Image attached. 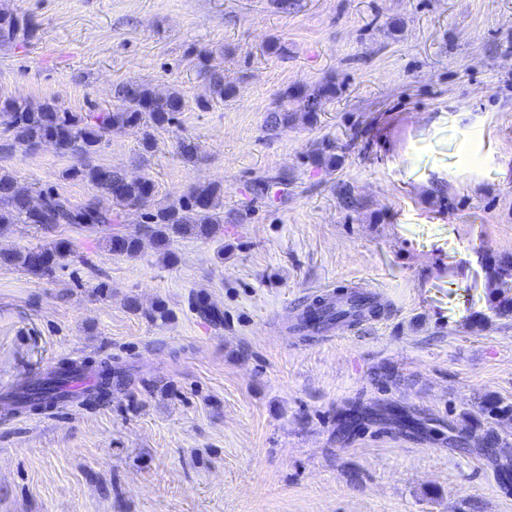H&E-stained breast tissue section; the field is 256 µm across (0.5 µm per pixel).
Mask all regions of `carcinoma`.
Masks as SVG:
<instances>
[{
    "label": "carcinoma",
    "mask_w": 512,
    "mask_h": 512,
    "mask_svg": "<svg viewBox=\"0 0 512 512\" xmlns=\"http://www.w3.org/2000/svg\"><path fill=\"white\" fill-rule=\"evenodd\" d=\"M38 24L29 15L0 11V42L27 41ZM213 98L224 100L234 94V87L224 82V74L207 70ZM336 94L333 80L323 82L317 89L307 92L303 88L283 93L279 104L266 117L264 127L275 132L293 124L299 118L317 119L323 101ZM115 104L110 110L70 112L54 103H32L11 97L0 98V149L33 153L45 144L53 145L62 155L78 159V163L63 172L67 180L90 184L95 194L75 203L53 189L37 192L21 184L9 173H0V228L8 224H31L42 232H51L61 225H77L108 231L106 246L118 256H134L148 237L165 247L171 236L196 235L209 237L224 223V190L217 183H195L173 201L155 198L153 180L146 174L131 179L117 166L104 167L93 163V157L107 136L127 128L143 130V148L154 147L151 130L163 129L174 124L177 113L183 111L182 95L174 90L157 94L143 82L128 81L114 89ZM302 101V112L288 109V101ZM43 199L35 209L32 198ZM142 210L143 225L135 233L111 230L113 207ZM72 256L67 241L52 240L44 245L22 251L0 252V265L25 270L40 279L54 280L58 271L66 267ZM512 276V255L496 257L490 267L489 280L496 293L494 314L512 319V294L505 288L504 278ZM195 310L200 317L214 326L224 324V313L213 307L197 303ZM112 369V361L100 363L98 385L88 393L84 402L100 404L112 397V381L105 372ZM82 373L74 363L62 362L44 378L26 383L17 396L18 407L37 411L62 403L69 379ZM481 417L472 418L470 428H478L484 419L512 418V403L490 397L480 407ZM386 421L406 433H420L423 423L416 413L403 407L399 413L387 414Z\"/></svg>",
    "instance_id": "carcinoma-1"
}]
</instances>
